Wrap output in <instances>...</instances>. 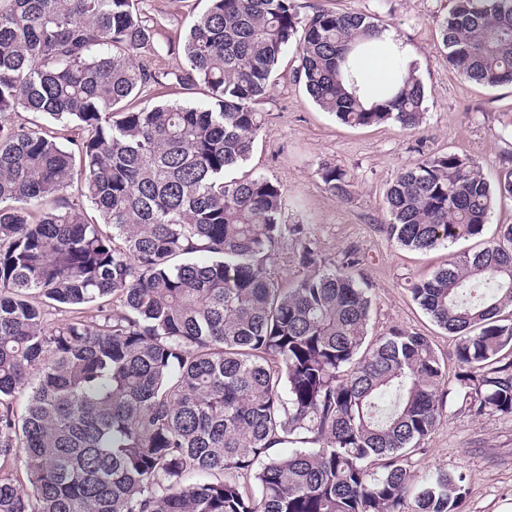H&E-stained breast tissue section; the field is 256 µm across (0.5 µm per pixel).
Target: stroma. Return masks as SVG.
Listing matches in <instances>:
<instances>
[{
    "instance_id": "35a3bbf8",
    "label": "stroma",
    "mask_w": 512,
    "mask_h": 512,
    "mask_svg": "<svg viewBox=\"0 0 512 512\" xmlns=\"http://www.w3.org/2000/svg\"><path fill=\"white\" fill-rule=\"evenodd\" d=\"M321 4L371 16L409 46L427 89L422 130L410 133L393 122L368 127L339 122L295 82L297 58L290 48L280 59L275 85L256 107L262 128L252 153L232 175L280 180L284 221L304 227L302 238L286 237L277 252L283 284L306 274L299 262L303 244L339 263L354 258L351 272L372 299L369 338L395 327L427 336L445 360L448 375H456L454 336L413 301L410 286L449 258L479 251L483 238L427 251L407 249L386 231L390 215L385 193L403 168L448 151L478 158L489 181H496L503 158L512 152V86L486 87L449 66L438 25L452 0H297L304 15ZM139 7L160 53L159 67H182L184 37L207 9V0H139ZM326 164L347 172L349 196L334 195L324 184L320 169ZM439 468L463 474L465 512H512V416L471 414L457 393H449L440 423L413 458L416 478Z\"/></svg>"
}]
</instances>
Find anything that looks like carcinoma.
<instances>
[{
	"label": "carcinoma",
	"instance_id": "carcinoma-1",
	"mask_svg": "<svg viewBox=\"0 0 512 512\" xmlns=\"http://www.w3.org/2000/svg\"><path fill=\"white\" fill-rule=\"evenodd\" d=\"M439 29L458 74L512 85V0H454ZM381 32L296 0H209L172 72L151 66L135 0H0V512H464L463 477L411 471L449 385L429 339L367 341L350 257L306 243L310 272L282 287L276 249L303 235L283 185L225 179L290 45L323 111L419 128L415 69L384 102L357 95L350 58ZM172 78L207 102L130 106ZM23 112L77 135L64 146ZM320 175L349 193L345 171ZM497 198L512 159L493 185L477 160L434 154L389 186L386 230L444 247L481 235ZM411 293L457 337L461 407L512 415V224Z\"/></svg>",
	"mask_w": 512,
	"mask_h": 512
}]
</instances>
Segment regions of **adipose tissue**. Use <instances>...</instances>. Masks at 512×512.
<instances>
[{
    "label": "adipose tissue",
    "mask_w": 512,
    "mask_h": 512,
    "mask_svg": "<svg viewBox=\"0 0 512 512\" xmlns=\"http://www.w3.org/2000/svg\"><path fill=\"white\" fill-rule=\"evenodd\" d=\"M411 62L408 46L395 32L384 31L372 39L353 62L360 95L380 101L386 87L393 84Z\"/></svg>",
    "instance_id": "adipose-tissue-1"
}]
</instances>
